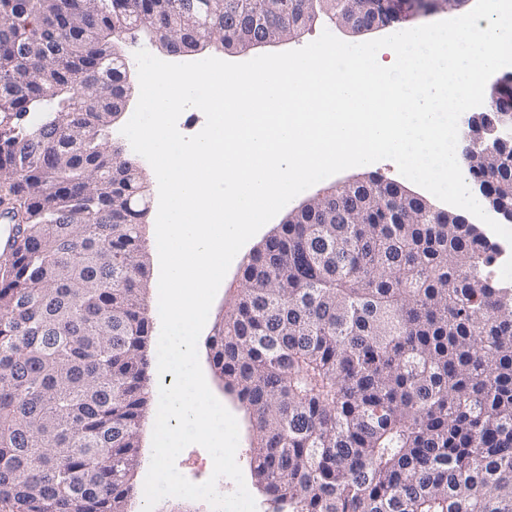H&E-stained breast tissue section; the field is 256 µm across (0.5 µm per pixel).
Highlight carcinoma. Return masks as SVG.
<instances>
[{"mask_svg": "<svg viewBox=\"0 0 512 512\" xmlns=\"http://www.w3.org/2000/svg\"><path fill=\"white\" fill-rule=\"evenodd\" d=\"M380 0H38L0 19V184L22 211L0 267V512H126L153 399L134 162L104 147L130 96L114 39L246 52ZM72 26L47 48L63 6ZM468 178L512 209V138L465 141ZM465 217L370 174L257 245L207 346L253 419L252 477L273 512H512V297Z\"/></svg>", "mask_w": 512, "mask_h": 512, "instance_id": "carcinoma-1", "label": "carcinoma"}]
</instances>
